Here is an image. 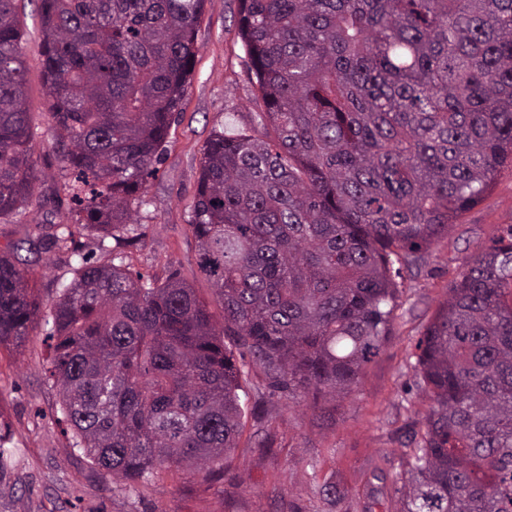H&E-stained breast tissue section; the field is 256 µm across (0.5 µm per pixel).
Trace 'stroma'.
Returning <instances> with one entry per match:
<instances>
[{
  "label": "stroma",
  "instance_id": "1",
  "mask_svg": "<svg viewBox=\"0 0 512 512\" xmlns=\"http://www.w3.org/2000/svg\"><path fill=\"white\" fill-rule=\"evenodd\" d=\"M25 22L28 110L32 114L34 196L26 215L0 218V251L11 249L43 301L31 335L0 347V434L15 454L0 471V512H398L408 479L409 441L420 432L429 400L407 391L416 379L415 344L470 256L512 225V169L451 225L401 292L395 334L366 364L355 390L332 400L319 392L289 398L272 390L254 362L242 384L261 417L245 415L223 477L193 466L158 474L136 487L90 467L59 419L48 378L47 319L72 278L75 253L101 263L122 256L130 271L165 278L179 271L203 298L209 283L197 267L189 229L201 149L213 131L256 126L260 104L237 33L238 0H207L199 47L183 110L173 123L163 161L148 183L147 205L122 240L100 241L84 231L58 246L39 234L71 221V200L42 88L39 0H19Z\"/></svg>",
  "mask_w": 512,
  "mask_h": 512
}]
</instances>
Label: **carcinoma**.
Segmentation results:
<instances>
[{
  "label": "carcinoma",
  "mask_w": 512,
  "mask_h": 512,
  "mask_svg": "<svg viewBox=\"0 0 512 512\" xmlns=\"http://www.w3.org/2000/svg\"><path fill=\"white\" fill-rule=\"evenodd\" d=\"M206 0H40L45 96L78 210L54 241L137 223ZM259 129L206 141L191 233L222 310L81 255L51 314L74 447L129 487L223 473L245 356L276 389L345 396L392 336L404 274L512 168V0H239ZM0 0V217L36 178L24 23ZM40 302L0 254V346ZM430 399L399 512H512V225L415 345Z\"/></svg>",
  "instance_id": "1"
}]
</instances>
